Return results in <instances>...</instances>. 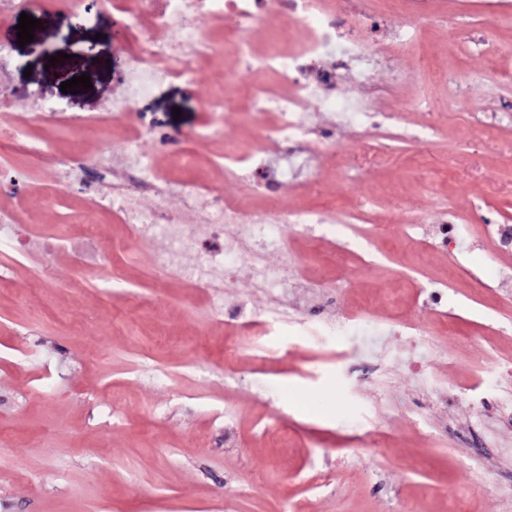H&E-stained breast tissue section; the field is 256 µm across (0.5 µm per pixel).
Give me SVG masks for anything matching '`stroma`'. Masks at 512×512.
I'll list each match as a JSON object with an SVG mask.
<instances>
[{
    "instance_id": "stroma-1",
    "label": "stroma",
    "mask_w": 512,
    "mask_h": 512,
    "mask_svg": "<svg viewBox=\"0 0 512 512\" xmlns=\"http://www.w3.org/2000/svg\"><path fill=\"white\" fill-rule=\"evenodd\" d=\"M18 23L0 22V38L11 42L9 83L27 95L0 96V114L33 137L0 141V173L30 178L0 196L14 239L27 242L0 247V512H512V422L495 427L501 453L479 443L477 426L480 399H512V288H470L481 259L512 273V252L484 230L512 225V0H436L420 55L391 56L368 84L348 85L376 110L399 109L407 126L433 127L430 138L368 140L309 106L340 148L320 161L317 182L282 187L280 204L362 213L382 257L364 263L284 224L288 252L265 262L302 264L310 286H335L328 317L356 323L341 336L307 314V288L289 283L276 300L285 318L262 338L240 334L210 308L275 301L253 287L247 263L196 287L158 264L165 236H132L99 206L132 175L120 150L132 128L177 186L139 193L133 207L172 208L199 232L203 209L185 207L180 187L205 177L236 194L212 160L253 131L241 108L206 119L222 66L157 83L113 121L134 63L124 18L106 9L78 24L61 8L24 46ZM81 75L91 89L61 92ZM45 103L56 114L40 115ZM36 140L45 152L32 151ZM78 140L112 158L89 196L62 173ZM165 143L198 154L200 168L173 165ZM394 215L457 225L455 249L403 242ZM89 219L99 239L83 237ZM447 277L457 335L416 302ZM406 320L420 337L376 332ZM477 375V395L460 393ZM326 467L331 480L316 486Z\"/></svg>"
}]
</instances>
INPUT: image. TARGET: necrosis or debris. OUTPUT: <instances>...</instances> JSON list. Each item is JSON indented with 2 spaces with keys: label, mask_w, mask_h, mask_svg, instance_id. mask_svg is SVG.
Listing matches in <instances>:
<instances>
[{
  "label": "necrosis or debris",
  "mask_w": 512,
  "mask_h": 512,
  "mask_svg": "<svg viewBox=\"0 0 512 512\" xmlns=\"http://www.w3.org/2000/svg\"><path fill=\"white\" fill-rule=\"evenodd\" d=\"M103 7L124 13L141 40L136 51V66L130 70L124 94L113 107V117L127 118L135 99L146 93L157 81L166 78L197 80L205 63L223 58L232 50L240 63L238 81L248 91V110L259 130V140L277 145L285 165L271 170L264 150L250 146L225 148L221 157L225 181L239 185L251 197L269 194L273 185H284L288 174L300 169L303 155H330L338 145L326 132H313L304 113L311 103L325 109L345 113L363 131L375 130L393 140L430 135V128L410 130L403 125L396 110L377 111L362 98L345 96L337 83L340 69L346 68L356 47L360 27L376 21V9L355 18L349 28H341L336 20V0H100ZM288 16V34L273 36L262 49L254 48L250 33L265 28L268 18ZM233 18L235 33L228 46L217 45L204 21ZM173 29L175 40L155 39L157 31ZM137 176L130 185L112 193L110 211L129 224L134 235L161 233L169 240V248L160 257L161 265L173 264L183 252L196 251L202 256L200 265L180 269L182 278L204 284L212 269H223L233 275L242 250L241 241L253 244V261L249 266L253 285L268 288L288 279H298L299 267H268L263 255L284 248L275 232L279 224L304 225L317 242H344L357 248L366 259H373L371 236L364 227L336 220L328 209H282L260 212L249 209L235 199L224 197L214 186L195 184L193 198L204 199L209 221L205 230L195 236L186 235L180 218L164 207L146 212L128 210L131 192L161 189L169 184L165 172L152 160L134 158ZM228 224L237 225L235 237L224 234Z\"/></svg>",
  "instance_id": "1"
}]
</instances>
